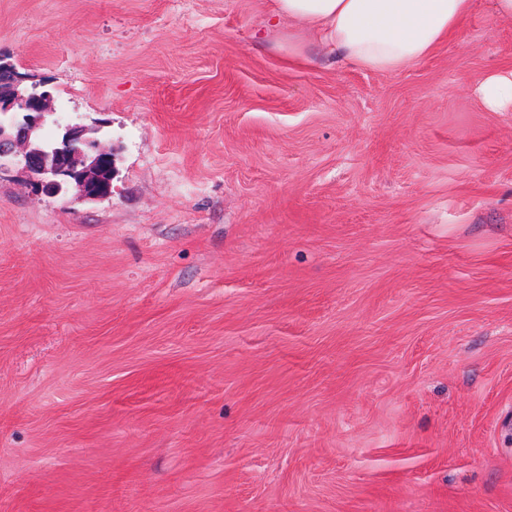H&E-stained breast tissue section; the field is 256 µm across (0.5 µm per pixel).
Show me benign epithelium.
Returning a JSON list of instances; mask_svg holds the SVG:
<instances>
[{"instance_id":"7a95c632","label":"benign epithelium","mask_w":512,"mask_h":512,"mask_svg":"<svg viewBox=\"0 0 512 512\" xmlns=\"http://www.w3.org/2000/svg\"><path fill=\"white\" fill-rule=\"evenodd\" d=\"M27 77L0 55V173L16 170L31 188L49 195H59L73 186L78 199L98 201L109 197L102 186V162L112 150L101 147L89 137L90 129L77 119L63 125L64 140L52 152L35 146L34 133L50 121L60 125L52 94L45 90L36 95V107L27 108Z\"/></svg>"}]
</instances>
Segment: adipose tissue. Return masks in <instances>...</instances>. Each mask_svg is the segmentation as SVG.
Masks as SVG:
<instances>
[{
  "label": "adipose tissue",
  "instance_id": "ef3b65f1",
  "mask_svg": "<svg viewBox=\"0 0 512 512\" xmlns=\"http://www.w3.org/2000/svg\"><path fill=\"white\" fill-rule=\"evenodd\" d=\"M472 6L473 0H272L271 13L357 67L393 72L429 56Z\"/></svg>",
  "mask_w": 512,
  "mask_h": 512
}]
</instances>
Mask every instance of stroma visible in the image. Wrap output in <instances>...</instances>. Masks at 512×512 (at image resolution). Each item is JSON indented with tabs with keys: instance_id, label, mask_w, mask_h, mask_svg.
<instances>
[{
	"instance_id": "1",
	"label": "stroma",
	"mask_w": 512,
	"mask_h": 512,
	"mask_svg": "<svg viewBox=\"0 0 512 512\" xmlns=\"http://www.w3.org/2000/svg\"><path fill=\"white\" fill-rule=\"evenodd\" d=\"M268 3L0 0L115 158L0 175V512H512V19L376 72ZM483 104L491 110H499L512 104V72H496L486 75L477 87Z\"/></svg>"
}]
</instances>
